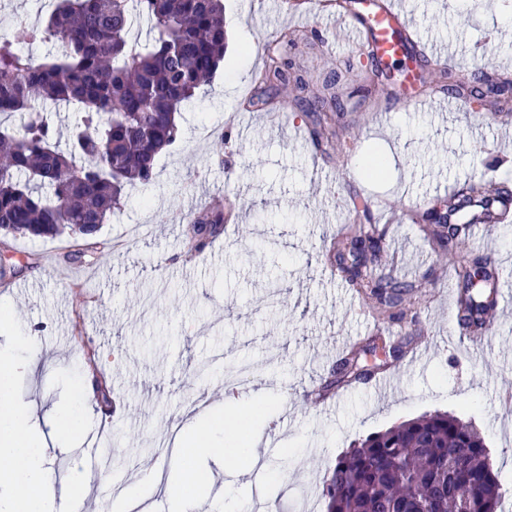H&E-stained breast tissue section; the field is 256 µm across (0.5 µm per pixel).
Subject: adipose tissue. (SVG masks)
Listing matches in <instances>:
<instances>
[{
	"mask_svg": "<svg viewBox=\"0 0 512 512\" xmlns=\"http://www.w3.org/2000/svg\"><path fill=\"white\" fill-rule=\"evenodd\" d=\"M21 367L11 353L0 352V512H76L88 481L77 478L54 486L45 466V450L28 430L27 410L11 401L13 379ZM174 454L183 459V466L167 475L146 472L140 484L117 499L116 512H124L144 484L161 490L177 512H186L189 504L203 500L211 482L206 458L221 456L225 468L235 472L259 461L253 435H225L222 419L209 416L197 417L195 431L176 440Z\"/></svg>",
	"mask_w": 512,
	"mask_h": 512,
	"instance_id": "adipose-tissue-1",
	"label": "adipose tissue"
}]
</instances>
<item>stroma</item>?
<instances>
[{"label":"stroma","instance_id":"stroma-1","mask_svg":"<svg viewBox=\"0 0 512 512\" xmlns=\"http://www.w3.org/2000/svg\"><path fill=\"white\" fill-rule=\"evenodd\" d=\"M408 2L424 42L450 45L453 68L490 78L512 69V0ZM304 9V0H224L223 68L183 105L180 140L159 156L154 183L130 189L103 224L90 263H73L84 242L72 235L0 236V311L14 323L0 329V351L26 362L12 399L30 413L55 484L87 474L97 512H113L142 470H170L190 405L235 433L241 422L228 397L259 393L267 401L255 418L261 459L241 478L245 503L327 512L323 477L338 455L368 434L441 410L482 430L512 512V443L502 432L512 407L499 398L512 388V316L486 332L478 352L449 345L458 328L448 308L449 263L416 225L391 224L388 238L403 250L383 252L399 279L429 277L399 322L375 320L369 301L336 277L328 252L352 222L350 196L388 204L395 216L469 178L512 184V138L496 124L500 108L445 114L403 102L380 124L366 103H351L335 128L350 153L316 152L289 93L255 83L266 45L305 31L308 42L289 58L313 86L369 59L338 35L335 15L301 23ZM372 152L386 159L373 180L363 166ZM216 206L232 211V226L187 253L189 218ZM486 255L504 260L496 276L512 289V223L472 231L457 258ZM18 326L34 334L35 347L17 338ZM376 335L403 347L385 363L402 372L391 394L359 388L326 409L307 400L309 388L330 378L340 349ZM426 343L428 361L411 363ZM87 370L96 380L85 406L97 443L79 453L58 437L55 416Z\"/></svg>","mask_w":512,"mask_h":512}]
</instances>
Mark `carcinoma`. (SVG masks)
I'll return each instance as SVG.
<instances>
[{
	"label": "carcinoma",
	"instance_id": "obj_1",
	"mask_svg": "<svg viewBox=\"0 0 512 512\" xmlns=\"http://www.w3.org/2000/svg\"><path fill=\"white\" fill-rule=\"evenodd\" d=\"M151 25L152 38L137 42L138 23ZM53 42L59 50L34 65L25 49ZM224 0H58L42 25L17 20L0 40V232L56 238L66 232L90 242L125 202L129 188L153 183L157 158L181 138L179 114L224 62ZM470 99L467 83L439 71L433 83ZM316 95L332 107L309 134L322 152L330 146L331 112L339 94ZM259 84H309L290 72L270 49ZM72 105L79 130L67 147L57 144L52 114L39 103ZM29 113L23 131L5 124ZM512 201L502 183L467 184L417 214L430 228L438 251L455 259L458 241L477 223L475 207ZM353 233L336 244V270L351 288L368 295L391 320L402 315L404 297L425 282L401 281L379 272L386 227L374 220L370 204L355 205ZM224 231V213L192 221V241ZM488 261L477 257L458 265L462 292L460 324L482 325ZM489 448L472 423L435 411L371 433L337 456L323 481L327 512H499L502 493Z\"/></svg>",
	"mask_w": 512,
	"mask_h": 512
}]
</instances>
